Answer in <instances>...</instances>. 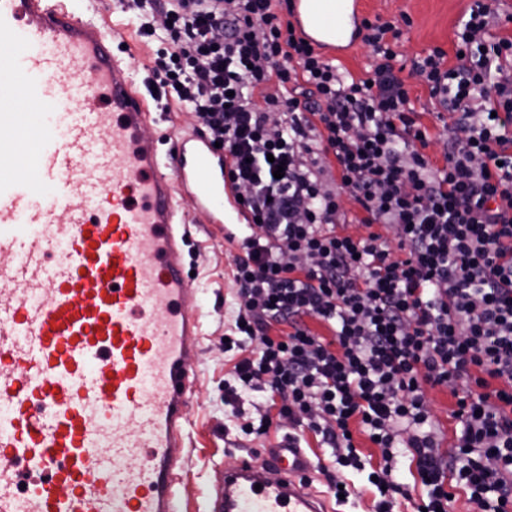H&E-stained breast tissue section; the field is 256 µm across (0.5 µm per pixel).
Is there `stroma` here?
<instances>
[{"label": "stroma", "mask_w": 512, "mask_h": 512, "mask_svg": "<svg viewBox=\"0 0 512 512\" xmlns=\"http://www.w3.org/2000/svg\"><path fill=\"white\" fill-rule=\"evenodd\" d=\"M364 4L368 19L409 18L397 47L398 63L407 69L413 59L437 47L445 51L446 65L455 64L456 31L473 0H364ZM99 18L106 38L114 45L125 46L132 69L151 67L155 45L139 35L136 18L122 12L119 0H106ZM408 84L432 140L428 152L434 161H441L450 131L437 119L436 105L426 85L413 78ZM181 210L191 230L187 268L193 273L192 286L198 291L202 334L193 344L197 379L187 406L186 454L178 479L183 512H208L216 474L237 462L240 455L278 446L281 433L273 428L262 440H250L240 431L239 419L224 404V379L235 363L233 356L224 351V333L233 306L231 271L239 252L236 237L242 228L209 223L207 216L195 211L186 199L181 202Z\"/></svg>", "instance_id": "35a3bbf8"}]
</instances>
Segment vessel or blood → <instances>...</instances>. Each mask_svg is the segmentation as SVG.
<instances>
[{
  "label": "vessel or blood",
  "mask_w": 512,
  "mask_h": 512,
  "mask_svg": "<svg viewBox=\"0 0 512 512\" xmlns=\"http://www.w3.org/2000/svg\"><path fill=\"white\" fill-rule=\"evenodd\" d=\"M362 4L293 0L291 19L334 56ZM153 93L69 0H0V512H181L201 324L177 197L245 214L204 137L143 135ZM264 456L218 475L209 512H332L301 448Z\"/></svg>",
  "instance_id": "1"
}]
</instances>
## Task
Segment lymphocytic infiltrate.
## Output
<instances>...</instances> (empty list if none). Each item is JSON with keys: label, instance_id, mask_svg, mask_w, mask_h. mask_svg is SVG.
<instances>
[{"label": "lymphocytic infiltrate", "instance_id": "1", "mask_svg": "<svg viewBox=\"0 0 512 512\" xmlns=\"http://www.w3.org/2000/svg\"><path fill=\"white\" fill-rule=\"evenodd\" d=\"M288 6L123 3L159 44L151 74L165 107L185 108L220 143L248 214L224 402L244 435H267L279 418L289 440L312 432L342 467L363 468L351 432L366 434L381 452L377 512L411 496L400 455L427 512H448L453 489L472 512H512V37L488 39L495 15L476 0L455 65L439 48L414 61L456 115L437 165L393 65L399 25L363 20L375 63L357 79L283 18ZM271 82L278 95L265 94ZM347 197L365 236L337 230ZM435 386L456 400L449 450L425 398Z\"/></svg>", "mask_w": 512, "mask_h": 512}]
</instances>
